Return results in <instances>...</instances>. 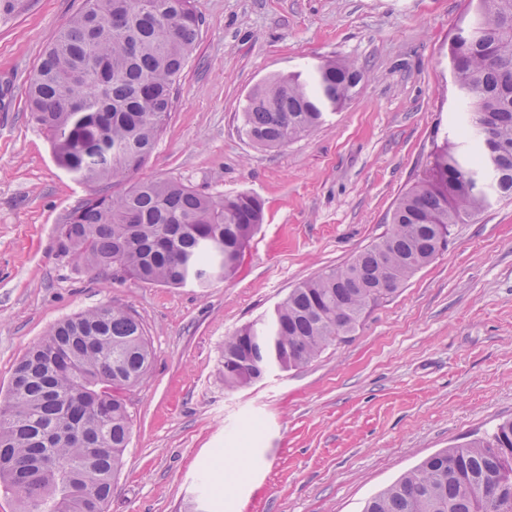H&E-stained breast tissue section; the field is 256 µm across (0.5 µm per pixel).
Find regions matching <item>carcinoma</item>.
<instances>
[{
	"label": "carcinoma",
	"mask_w": 512,
	"mask_h": 512,
	"mask_svg": "<svg viewBox=\"0 0 512 512\" xmlns=\"http://www.w3.org/2000/svg\"><path fill=\"white\" fill-rule=\"evenodd\" d=\"M467 14L479 34L460 30L448 59L467 114L461 136L479 151L461 142L438 147L385 236L291 289L268 322L226 337L225 387L251 384L272 362L284 370L308 363L446 249L453 225L512 200V0H469ZM199 30L193 0H85L27 92L56 164L90 187L135 174L174 108ZM361 80L340 60L306 78L272 77L247 96L241 134L282 147L343 107ZM263 220L255 195L213 198L160 179L115 197L94 192L58 226L57 240L92 271L208 288L235 272ZM152 360L140 320L114 305L54 324L23 355L0 401V484L19 512H106L131 432L126 392ZM364 512H512V419L427 457Z\"/></svg>",
	"instance_id": "obj_1"
}]
</instances>
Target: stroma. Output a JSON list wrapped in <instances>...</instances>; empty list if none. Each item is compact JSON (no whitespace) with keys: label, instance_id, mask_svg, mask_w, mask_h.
I'll list each match as a JSON object with an SVG mask.
<instances>
[{"label":"stroma","instance_id":"obj_1","mask_svg":"<svg viewBox=\"0 0 512 512\" xmlns=\"http://www.w3.org/2000/svg\"><path fill=\"white\" fill-rule=\"evenodd\" d=\"M84 0H22L0 16V399L55 323L133 312L154 353L127 393L131 433L107 512H363L428 456L512 419V201L457 224L448 247L309 363L224 386V339L390 226L398 198L452 135L448 42L468 0H194L202 18L178 100L135 174L221 197L265 222L237 272L208 288L90 271L56 229L89 193L60 169L26 94ZM329 59L363 73L315 131L266 149L243 137L248 93ZM247 449L248 467L231 457Z\"/></svg>","mask_w":512,"mask_h":512}]
</instances>
